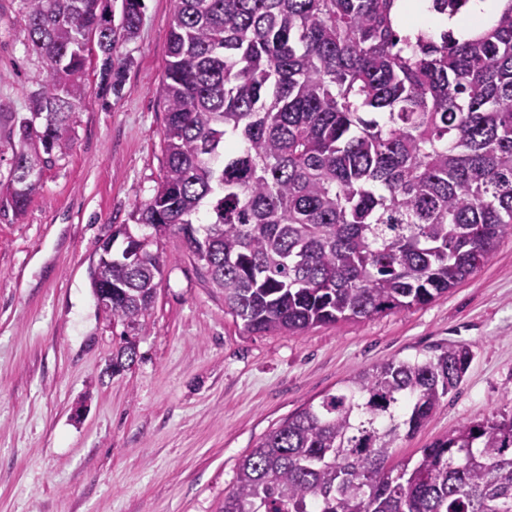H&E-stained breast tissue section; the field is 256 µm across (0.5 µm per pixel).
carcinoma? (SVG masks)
I'll return each mask as SVG.
<instances>
[{
  "label": "carcinoma",
  "instance_id": "cac0c4a2",
  "mask_svg": "<svg viewBox=\"0 0 512 512\" xmlns=\"http://www.w3.org/2000/svg\"><path fill=\"white\" fill-rule=\"evenodd\" d=\"M397 0H174L163 101L164 171L135 205L138 260L91 271L103 312L144 333L182 235L224 310L249 332L301 334L423 306L512 237V0L467 37L396 29ZM47 68L29 112H1L11 151L0 216L21 215L69 150L90 36L102 90L120 93L121 42L143 0H23ZM125 338L112 373L130 368ZM473 359L453 344L349 377L269 432L238 464L222 512H512V400L385 470L458 390Z\"/></svg>",
  "mask_w": 512,
  "mask_h": 512
}]
</instances>
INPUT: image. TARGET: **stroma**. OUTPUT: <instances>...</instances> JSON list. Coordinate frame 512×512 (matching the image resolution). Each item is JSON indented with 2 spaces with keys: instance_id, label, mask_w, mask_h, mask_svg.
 Instances as JSON below:
<instances>
[{
  "instance_id": "stroma-1",
  "label": "stroma",
  "mask_w": 512,
  "mask_h": 512,
  "mask_svg": "<svg viewBox=\"0 0 512 512\" xmlns=\"http://www.w3.org/2000/svg\"><path fill=\"white\" fill-rule=\"evenodd\" d=\"M120 94L101 58L82 75L67 154L24 215L0 217V512H220L239 460L305 403L354 373L448 343L473 360L458 391L392 451L391 465L512 399V238L433 302L297 336L251 333L224 311L181 235L161 240L163 277L134 366L107 371L121 323L90 271L163 174L173 0H144ZM46 66L27 49L21 0H0V112H27Z\"/></svg>"
}]
</instances>
